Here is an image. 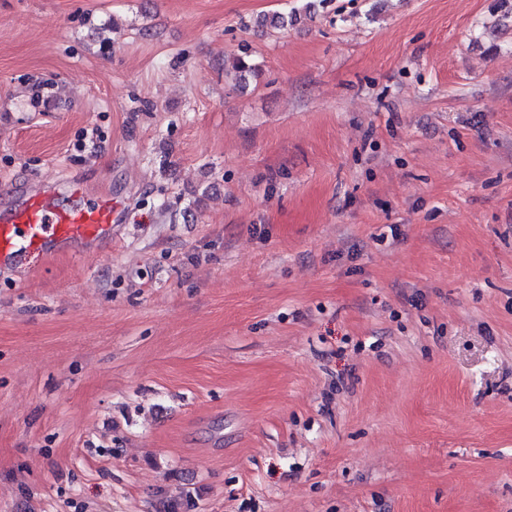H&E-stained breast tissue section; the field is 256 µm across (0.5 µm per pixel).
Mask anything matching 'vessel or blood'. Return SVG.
<instances>
[{
	"label": "vessel or blood",
	"mask_w": 512,
	"mask_h": 512,
	"mask_svg": "<svg viewBox=\"0 0 512 512\" xmlns=\"http://www.w3.org/2000/svg\"><path fill=\"white\" fill-rule=\"evenodd\" d=\"M70 203L59 200L56 182L26 193L7 210H0V264L45 261L59 249L77 248L110 234L115 206L110 199L85 198L69 183Z\"/></svg>",
	"instance_id": "1"
}]
</instances>
